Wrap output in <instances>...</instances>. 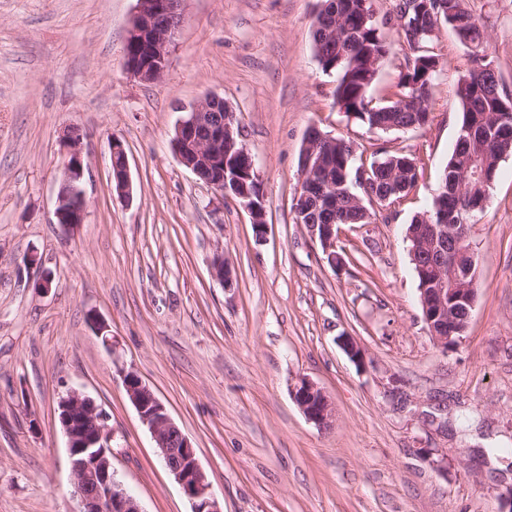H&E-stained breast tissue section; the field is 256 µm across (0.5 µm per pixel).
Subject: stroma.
Masks as SVG:
<instances>
[{
	"mask_svg": "<svg viewBox=\"0 0 512 512\" xmlns=\"http://www.w3.org/2000/svg\"><path fill=\"white\" fill-rule=\"evenodd\" d=\"M137 0H0V512H79L57 401L67 388L109 414L112 466L143 512H192L123 387L134 369L193 444L224 512H506L512 470V156L476 217L478 294L464 338L437 347L423 321L406 230L428 209L458 133L456 88L472 67L448 27L427 126L370 133L334 103L314 56L319 0H184L163 78L124 66ZM397 0H374L392 52L372 101L396 90L411 50ZM512 88V0H466ZM209 94L234 113L256 162L267 229L219 197L171 149L181 109ZM358 145L357 162L404 150L423 169L404 200L342 225L332 269L293 198L310 126ZM84 135L88 217L57 224L60 137ZM125 146L132 199L110 184ZM54 275L34 291L29 256ZM223 258L232 280L215 279ZM97 312L114 340L89 328ZM364 351L353 363L337 342ZM330 397L307 421L300 378ZM293 398L306 418L318 428H326L333 418L327 397L313 382L301 379L292 390Z\"/></svg>",
	"mask_w": 512,
	"mask_h": 512,
	"instance_id": "1",
	"label": "stroma"
}]
</instances>
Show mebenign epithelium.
Returning a JSON list of instances; mask_svg holds the SVG:
<instances>
[{
  "label": "benign epithelium",
  "instance_id": "obj_1",
  "mask_svg": "<svg viewBox=\"0 0 512 512\" xmlns=\"http://www.w3.org/2000/svg\"><path fill=\"white\" fill-rule=\"evenodd\" d=\"M184 0H137L130 20L124 50L126 69L138 80H160L169 64L170 48L184 20ZM224 105V100L207 95L183 109L174 126L171 146L180 163L198 180L224 197L238 199L249 212L256 234H265L266 220L263 201L255 199L254 191L246 186L254 179L255 162L238 142L239 129L234 127L233 113L224 121L214 123L212 113ZM332 138L319 127L309 129L300 159V179L294 197L297 223H303V203L309 190L323 182V167L316 160V145ZM66 153L64 175L57 194V223L73 230L85 223L86 194L84 182L83 141L75 138L74 128L62 137ZM248 159L243 169L242 188H230L225 171L231 158ZM112 191L124 202L132 198L131 178L126 150L121 141L111 142ZM312 240L330 257L333 269H340L343 258L336 253L339 229L335 224L307 225ZM413 243L411 257L420 251L430 252L436 261L418 264L427 287L419 289L423 320L434 343L446 351L455 347L460 338L454 335L451 310L460 302L474 305V284L470 276L477 265V253L468 245L466 224H424L420 234H406ZM124 389L135 407L142 424L152 434L158 455L192 502V512H223L211 484L201 467L189 439L172 421L165 405L134 371H121ZM293 398L306 418L319 428H326L333 418L327 397L313 382L303 378L292 390ZM58 421L67 439L70 470L82 510L80 512H143L140 503L128 494L116 479L112 468V432L108 415L88 396L75 389L66 391L58 401Z\"/></svg>",
  "mask_w": 512,
  "mask_h": 512
}]
</instances>
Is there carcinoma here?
<instances>
[{"label": "carcinoma", "mask_w": 512, "mask_h": 512, "mask_svg": "<svg viewBox=\"0 0 512 512\" xmlns=\"http://www.w3.org/2000/svg\"><path fill=\"white\" fill-rule=\"evenodd\" d=\"M344 13L345 23L353 35L344 40L331 38L323 27L312 30V42L315 58L325 71L336 73L334 103L339 109L356 116V120L365 127L370 123L364 119V113L372 111L380 114V120L389 131L419 129L429 122L430 89L440 71V58L430 50L433 38H416L419 30L430 29L437 17L450 26L456 22L465 31L474 46L471 56L487 67L492 61L483 60L486 35L480 24L468 12L465 0H402L397 11L400 37L413 49V55L407 59L397 80L399 93L393 100L381 105H370L369 92L374 79L369 76V65L373 59L384 63L391 52V44L380 32L376 20H364V14L374 12L373 0H338L336 13ZM460 114V127L474 128L471 140H457L443 168L438 194L431 209L416 214L412 223L424 224L441 211L448 214V223H455L459 211L471 204H479L480 190L467 181L465 162L478 153L487 170L497 174L501 161L512 155V127L505 130L496 124L494 114L505 109L512 111V91L508 90L497 77L495 70L488 73L473 68L457 84ZM355 143L342 137L336 138V145L326 152L324 164L329 167L327 175L332 183L347 171L348 180H353L359 167L351 157ZM378 163H369L375 167L373 177L381 198L388 204H395L408 196L422 175L415 159L402 152H382ZM336 210L328 211L323 205H315L311 199L306 205L312 208L311 216L318 222L334 220L338 224H369L377 217L378 211L370 201L363 200L368 213L357 206L349 205L344 189L336 188Z\"/></svg>", "instance_id": "carcinoma-1"}]
</instances>
